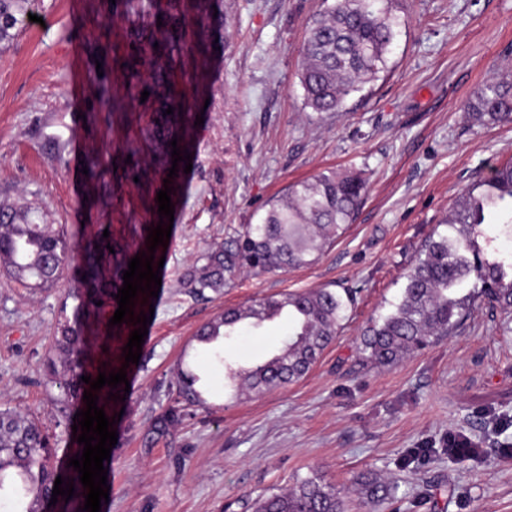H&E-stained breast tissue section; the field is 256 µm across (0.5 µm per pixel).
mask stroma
Returning <instances> with one entry per match:
<instances>
[{
	"instance_id": "stroma-1",
	"label": "stroma",
	"mask_w": 512,
	"mask_h": 512,
	"mask_svg": "<svg viewBox=\"0 0 512 512\" xmlns=\"http://www.w3.org/2000/svg\"><path fill=\"white\" fill-rule=\"evenodd\" d=\"M153 0L127 14L121 0H38L34 21L0 45V213L29 212L72 247L112 227L115 259L145 251L159 222L157 194L175 207L161 288L139 362L123 349L132 323L86 331V370L126 369L130 391L113 405L117 443L101 512H246L257 497L321 476L347 512H512V330L476 311L448 336L394 366L362 364L368 321L390 310L424 240L463 189L512 160V125H473L467 110L496 69L512 66V0H394L396 37L377 79L343 111L313 113L300 84L302 45L326 0ZM169 11L181 52L150 97L153 55L133 43ZM106 58L104 76L90 61ZM110 104L91 115L101 90ZM170 100L172 113H157ZM182 132L190 173L169 177L156 141ZM98 163L96 176L84 167ZM329 170L367 179L354 224L312 264L196 294L181 281L228 229L256 224L290 185ZM84 264L74 257L41 288L0 268V404L36 418L67 463L73 431L57 412L44 363L59 324L75 321ZM323 286L356 289L340 335L300 381L236 393L196 330L224 309ZM286 321L243 331L234 366L275 353ZM200 377L203 403L164 436L158 416L178 397L181 370ZM471 438L481 459L452 460L449 435ZM432 447L425 465L403 460ZM396 483L393 505L358 494L362 475Z\"/></svg>"
}]
</instances>
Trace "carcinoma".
<instances>
[{
	"mask_svg": "<svg viewBox=\"0 0 512 512\" xmlns=\"http://www.w3.org/2000/svg\"><path fill=\"white\" fill-rule=\"evenodd\" d=\"M31 0H0V44L11 42L24 26ZM392 0H336L315 17L301 48V84L305 105L312 111L340 112L352 93L373 81L385 68L395 37ZM480 124H512V72L492 75L468 105ZM366 182L358 172H330L289 189V202L271 208L258 224H246L224 237V244L205 255V263L182 276V283L198 293L230 287L243 273L262 274L310 264L331 241L353 223L363 202ZM495 211L500 233L512 239V162L464 189L434 230L404 275L402 297L395 309L370 321L362 333V361L372 366H393L405 356L425 349L434 340L461 326L476 305L485 302L512 315V254L485 257L478 242L487 214ZM12 224L0 230V255L9 259L8 270L18 282L41 286L58 278L70 259L66 238L51 234L29 221L27 212L10 216ZM111 240L98 236L87 249L86 264L96 274L99 259L112 260L106 248ZM472 290L462 293L470 279ZM90 291L83 315L102 319L112 301L96 305ZM354 302L350 288H320L264 297L245 308L227 309L203 325L196 341L210 346L213 363L227 368L237 389L261 392L284 387L305 377L334 342L346 312ZM288 319V337L278 350L235 369L226 362L223 342L245 329L258 330L280 317ZM81 328L63 324L53 336L52 356L46 359L62 396L60 417L85 403L88 384L80 361ZM199 378L181 373L177 402H203L196 388ZM182 417L179 407L160 415L155 429L161 433ZM448 458L475 457L480 449L461 438L446 448ZM74 480V496H59V512H81L83 488L78 472L55 464L50 437L28 416L0 406V492L9 493L25 507L15 512H44L50 504L57 477ZM360 494L384 502L395 497L396 486L376 475L364 476ZM252 512H346L345 497L319 477L302 479L283 494L263 496Z\"/></svg>",
	"mask_w": 512,
	"mask_h": 512,
	"instance_id": "carcinoma-1",
	"label": "carcinoma"
}]
</instances>
